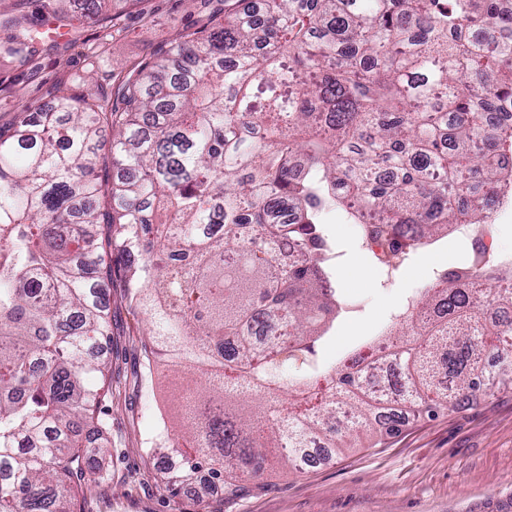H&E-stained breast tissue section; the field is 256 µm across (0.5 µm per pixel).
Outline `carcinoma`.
<instances>
[{"mask_svg": "<svg viewBox=\"0 0 512 512\" xmlns=\"http://www.w3.org/2000/svg\"><path fill=\"white\" fill-rule=\"evenodd\" d=\"M224 0V16L160 49L114 99L57 90L47 109L0 131V512H74L111 475L94 466L112 431L88 377L102 372L112 321V255L150 314L152 355L185 371L180 429L157 453L180 460L173 492L204 468L235 491L288 440L369 431L380 416L351 369L380 341L315 369L316 343L344 302L325 265L322 215L342 213L405 256L450 226L494 233L512 199V10L501 0H265L256 24ZM6 51L27 60L26 19ZM111 130L116 176L97 172ZM110 197V208L97 200ZM108 224L101 239L90 228ZM496 257L476 247L438 274L416 309L399 382L411 411L455 408L489 384L484 337L512 368V323L474 310ZM486 297L512 306V282ZM284 318L287 336L257 348L249 329ZM238 337L230 357L224 337ZM309 370L282 373L289 363ZM223 407L198 418L194 401Z\"/></svg>", "mask_w": 512, "mask_h": 512, "instance_id": "1", "label": "carcinoma"}]
</instances>
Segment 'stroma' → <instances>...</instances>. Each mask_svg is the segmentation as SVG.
Listing matches in <instances>:
<instances>
[{"label": "stroma", "mask_w": 512, "mask_h": 512, "mask_svg": "<svg viewBox=\"0 0 512 512\" xmlns=\"http://www.w3.org/2000/svg\"><path fill=\"white\" fill-rule=\"evenodd\" d=\"M44 0H0V21L33 20L38 30L27 64L5 53L10 31L0 24V128L9 129L24 107H47L49 92L69 85L96 60L94 86L111 92L159 47L178 43L222 13V0H112L95 22L82 21L84 0H71L76 27L49 29ZM325 221L340 252L336 285L348 305L316 345L319 365L330 366L386 325L406 297L419 294L469 250L456 235L415 250L387 276L361 250L354 225L339 213ZM112 374V447L101 460L109 484L92 498V512H512V383L479 394L456 409L409 415L392 437L363 434L343 440L341 451L321 449L311 466L274 463L233 493L217 485L204 499L190 488L172 494L163 465L151 450L170 407V370L155 364L144 379L150 348L149 317L130 304L123 276L109 283Z\"/></svg>", "instance_id": "stroma-1"}]
</instances>
